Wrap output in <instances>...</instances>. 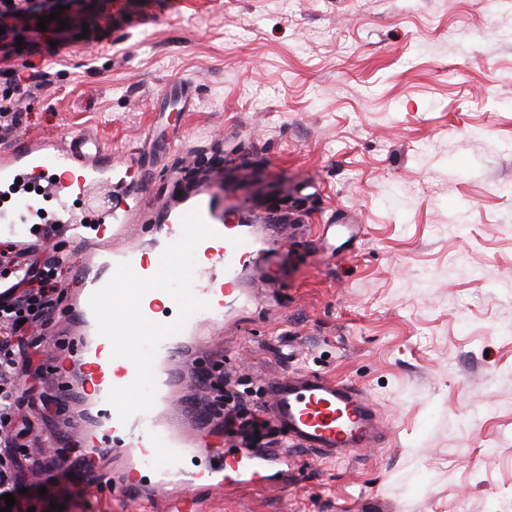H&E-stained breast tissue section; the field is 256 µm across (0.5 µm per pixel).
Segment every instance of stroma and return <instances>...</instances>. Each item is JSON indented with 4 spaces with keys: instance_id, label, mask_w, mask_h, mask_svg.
Here are the masks:
<instances>
[{
    "instance_id": "obj_1",
    "label": "stroma",
    "mask_w": 512,
    "mask_h": 512,
    "mask_svg": "<svg viewBox=\"0 0 512 512\" xmlns=\"http://www.w3.org/2000/svg\"><path fill=\"white\" fill-rule=\"evenodd\" d=\"M92 0L55 53L21 54L31 90L0 76L22 124L0 151L91 132L114 177L138 178L127 147L153 127L168 83L196 107L169 113L183 137L155 158L134 217L105 249L144 246L187 171L212 161L223 209L272 223L277 302L184 364L222 362L260 384L311 369L357 384L388 437L350 459L298 453L285 488L198 496V512H512V0ZM364 225L329 261L323 225ZM24 377L18 419L60 444L69 413L34 415L51 393ZM122 512L82 480L35 512Z\"/></svg>"
}]
</instances>
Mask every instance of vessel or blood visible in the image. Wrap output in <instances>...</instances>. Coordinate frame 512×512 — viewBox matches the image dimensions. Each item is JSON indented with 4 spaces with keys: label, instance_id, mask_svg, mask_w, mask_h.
<instances>
[{
    "label": "vessel or blood",
    "instance_id": "vessel-or-blood-1",
    "mask_svg": "<svg viewBox=\"0 0 512 512\" xmlns=\"http://www.w3.org/2000/svg\"><path fill=\"white\" fill-rule=\"evenodd\" d=\"M61 167L79 181L100 182L112 174V153L97 135L82 133L52 148L29 141L0 154L1 179H9L18 169L31 168L40 171L53 193L64 200L73 189L70 183L57 180L56 171ZM196 208L216 232L215 237L200 243L207 262L194 270L193 293L209 307L194 314L180 333L160 344L154 364L157 395L153 408L123 423L114 407L107 405L111 387L129 384L135 368L127 359L112 358L111 344L98 334L89 306L91 294L111 279L117 263H130L142 277L157 273V266L144 261L138 248H128L84 275L71 314L80 340L64 355L82 388L89 390L91 401L107 406L100 431L85 430L79 437V455L90 470L91 492L99 497L108 487L113 495L131 496L132 506L145 502L161 512H185L193 488L235 490L257 484H286L291 473L288 457L297 449L318 457H348L386 439L376 405L353 383L297 370L269 380L265 387L264 407L285 436L282 447L258 448L240 457L216 451L207 471L191 473L183 468V457L205 446L207 434L201 428L189 429L184 419L168 413L181 386L174 364L179 356L201 346L200 326L215 332L221 329L226 305L245 297L242 273L250 266L265 264L273 249L271 241L254 225L220 209L206 187L168 213L162 226L165 243L180 238L182 216ZM106 455L122 462L117 479L98 469Z\"/></svg>",
    "mask_w": 512,
    "mask_h": 512
}]
</instances>
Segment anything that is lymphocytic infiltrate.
Returning <instances> with one entry per match:
<instances>
[{"label": "lymphocytic infiltrate", "mask_w": 512, "mask_h": 512, "mask_svg": "<svg viewBox=\"0 0 512 512\" xmlns=\"http://www.w3.org/2000/svg\"><path fill=\"white\" fill-rule=\"evenodd\" d=\"M59 0H22L9 16L0 22V73L17 52L13 33L19 23L32 16H47L57 10ZM62 265L52 254L36 255L34 250L0 252V496L13 494L16 502L37 495L39 488L70 482L71 471L61 449H51L48 458L35 460L40 483L22 485L10 464L27 455L25 431L16 429L15 413L21 402L19 379L23 372L22 353L16 338L23 326L36 329L29 345L40 348L45 337L54 336V315L62 301L60 284ZM208 398L193 405L201 417L224 420L226 433L239 438L247 448L271 447L275 444L276 428L251 403L243 391L225 376L221 366L203 371L199 378Z\"/></svg>", "instance_id": "obj_1"}]
</instances>
